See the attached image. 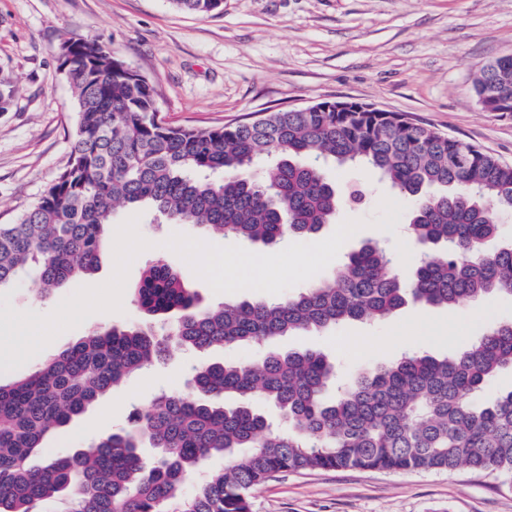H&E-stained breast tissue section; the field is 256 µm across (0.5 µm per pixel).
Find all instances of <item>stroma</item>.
Masks as SVG:
<instances>
[{
    "mask_svg": "<svg viewBox=\"0 0 512 512\" xmlns=\"http://www.w3.org/2000/svg\"><path fill=\"white\" fill-rule=\"evenodd\" d=\"M68 37H92L155 87L170 125L209 128L272 110L322 100L354 101L401 112L463 139L512 165V115L484 111L475 73L512 55V0H224L223 11L194 16L169 0H0V76L15 85L10 111L0 112V224L38 198L66 165L75 130L72 94L59 69L58 49ZM344 202L340 219L367 228L341 247L364 242L389 247L395 268L409 274L416 246L404 233L374 228L382 197L412 208L411 198L355 167H325ZM137 229L150 243L132 262L118 312H97L51 343H75L107 324L141 321L130 294L156 256H163L195 290L201 305L223 295L165 248L175 233L216 245L233 236L194 224H152ZM115 267L106 247L98 269L33 300L28 283L16 285L0 311L46 314L83 286L107 282ZM512 322V295L501 294L454 309L409 306L375 323H345L319 334L278 340L281 349H313L336 363L341 379L403 354L441 358L490 326ZM201 356L185 350L115 387L97 405L48 437L46 448L66 452L128 426L161 392L188 390ZM252 512H512V482L489 472L301 471L280 474L252 496Z\"/></svg>",
    "mask_w": 512,
    "mask_h": 512,
    "instance_id": "35a3bbf8",
    "label": "stroma"
}]
</instances>
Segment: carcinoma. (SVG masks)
Listing matches in <instances>:
<instances>
[{
  "mask_svg": "<svg viewBox=\"0 0 512 512\" xmlns=\"http://www.w3.org/2000/svg\"><path fill=\"white\" fill-rule=\"evenodd\" d=\"M205 16L224 0H171ZM60 70L73 93L67 165L13 224H0V288L24 272L43 296L97 268L116 209L272 245L333 224L341 205L322 164H352L414 199L419 252L411 276L377 243L350 252L296 295L199 306L165 260L143 273L133 301L145 320L87 332L27 376L0 385V512H251V492L300 470L496 471L512 480V391L478 403L512 369V323L443 358L407 355L336 386V364L314 351L257 363L200 361L189 394L158 395L130 425L86 448L47 454L44 441L172 348L203 352L277 336L377 322L405 305L454 308L512 294V242L495 252L493 214L512 215V166L466 141L319 101L216 128L172 127L154 87L95 39L68 38ZM473 92L487 112L512 111V55L484 66ZM15 86L0 79V112ZM336 387V396L325 394ZM288 424L272 426L254 403ZM155 449L142 456V443ZM224 468L199 473L207 458Z\"/></svg>",
  "mask_w": 512,
  "mask_h": 512,
  "instance_id": "1",
  "label": "carcinoma"
}]
</instances>
